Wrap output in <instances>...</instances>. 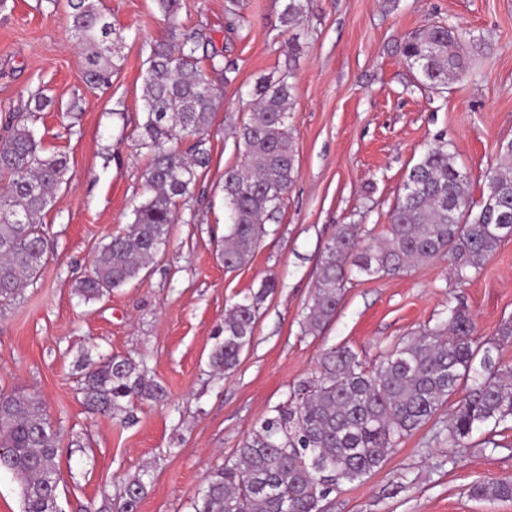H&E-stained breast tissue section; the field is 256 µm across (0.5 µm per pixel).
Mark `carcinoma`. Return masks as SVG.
<instances>
[{"instance_id":"cac0c4a2","label":"carcinoma","mask_w":512,"mask_h":512,"mask_svg":"<svg viewBox=\"0 0 512 512\" xmlns=\"http://www.w3.org/2000/svg\"><path fill=\"white\" fill-rule=\"evenodd\" d=\"M310 0H285L284 26L301 24ZM167 17L169 43L151 47L142 73L144 121L140 145L152 153L143 174L147 198L134 211L130 229L111 238L90 275L76 292L97 301L138 279L166 245L177 204L190 194L210 157L205 148L220 95L210 73L231 72L208 43L179 31V0H158ZM71 32L80 47L87 82L110 87L124 37L97 0H67ZM474 37L443 21L430 22L404 39L399 55L415 87L442 94L471 67ZM292 72L263 79L245 120L233 134L240 163L224 171L227 232L219 250L224 269L246 265L266 233L265 225L285 200L298 176L288 133L294 84ZM34 107L5 117L0 135V303L22 297L40 275L49 242L41 218L68 182L69 159L46 153L34 129L36 113L50 99L38 92ZM190 143L183 152L178 144ZM485 190L475 202L468 175L454 163L448 141L430 144L409 170L403 194L389 214L386 236L356 251L351 226L342 225L321 255L320 278L304 317V331H322L336 313L343 290L355 275H400L416 262L448 258L459 284L480 272L501 244L512 239V140L498 149V161L484 175ZM267 281L251 300L234 304L224 318V340L211 352L213 368L233 370L249 342L258 302L273 292ZM472 316L462 305L434 328L389 349L373 372L361 367L346 347L327 349L319 376L294 406L262 420L238 450L237 458L213 472L195 512H324L322 501L343 481L378 470L398 442L428 422L455 395L457 401L444 441L464 448L473 432L499 425L512 415V367L493 352L512 342V321L496 337L474 336ZM81 392L94 413L112 414L124 398L157 399L163 389L149 381L129 359L90 358L82 364ZM58 436L35 393L0 392V468L18 479L23 512H59ZM143 479L125 487L117 508L137 512ZM469 496L511 501L512 478L475 482Z\"/></svg>"}]
</instances>
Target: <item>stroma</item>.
Masks as SVG:
<instances>
[{"label":"stroma","instance_id":"obj_1","mask_svg":"<svg viewBox=\"0 0 512 512\" xmlns=\"http://www.w3.org/2000/svg\"><path fill=\"white\" fill-rule=\"evenodd\" d=\"M65 4L0 0V117L24 110L36 92L51 97L36 128L47 151L67 154L70 165L67 188L42 218L49 258L23 297L0 307V391L41 397L60 439L62 512H96L138 476L146 484L138 512H195L209 475L318 376L324 349L349 347L373 370L395 343L445 320L449 304L467 306L482 340L512 318L509 240L464 287L444 257L401 275L359 276L320 334L303 325L337 226L354 225L363 246L384 237L410 168L434 138L448 140L480 200L500 144L512 140V0H312L294 28L281 21L283 0H241L236 9L229 0H181V31L211 41L233 67L230 77L213 76L222 99L206 143L210 164L180 202L155 263L89 303L74 291L78 280L146 198L141 72L169 25L156 0H101L124 36L102 91L84 78ZM438 20L470 32L476 47L470 73L432 96L414 87L396 47ZM286 70L294 74L288 128L298 176L249 263L228 271L218 253L224 170L239 161L232 128L260 78ZM270 277L277 288L260 304L237 366L213 371L227 310ZM102 357L133 360L166 398L91 414L81 363ZM447 418L438 411L381 469L343 482L324 512H512V501L468 495L474 482L512 477V418L475 432L453 460L438 436Z\"/></svg>","mask_w":512,"mask_h":512}]
</instances>
